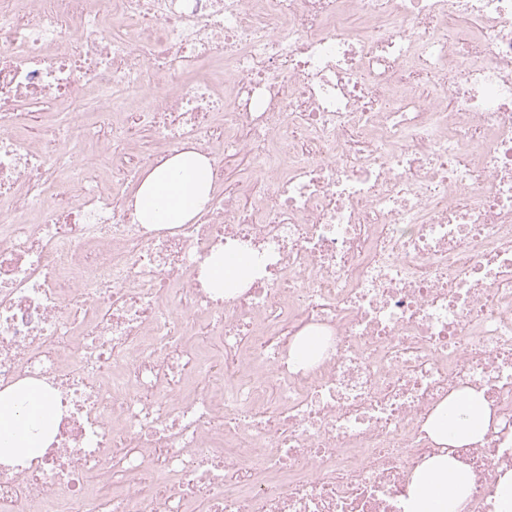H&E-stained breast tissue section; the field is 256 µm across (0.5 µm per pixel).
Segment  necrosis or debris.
I'll use <instances>...</instances> for the list:
<instances>
[{"mask_svg": "<svg viewBox=\"0 0 512 512\" xmlns=\"http://www.w3.org/2000/svg\"><path fill=\"white\" fill-rule=\"evenodd\" d=\"M185 149L206 210L141 223L134 186ZM239 249L246 287L204 288ZM22 385L52 432L0 460V512H405L441 454L494 512L512 0H0V393ZM464 391L486 433L435 441Z\"/></svg>", "mask_w": 512, "mask_h": 512, "instance_id": "4bbe7bcc", "label": "necrosis or debris"}]
</instances>
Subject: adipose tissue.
I'll use <instances>...</instances> for the list:
<instances>
[{"instance_id": "1", "label": "adipose tissue", "mask_w": 512, "mask_h": 512, "mask_svg": "<svg viewBox=\"0 0 512 512\" xmlns=\"http://www.w3.org/2000/svg\"><path fill=\"white\" fill-rule=\"evenodd\" d=\"M209 161L195 152H180L147 173L136 194V209L144 224H185L211 199ZM253 266L247 254L217 252L203 274L207 287L242 288ZM49 406L39 388L22 387L0 394V457L32 454L42 444L37 430ZM489 410L476 392L458 395L435 419L431 436L439 442L465 444L483 436ZM468 477L445 456L425 462L413 475L406 512H462Z\"/></svg>"}]
</instances>
